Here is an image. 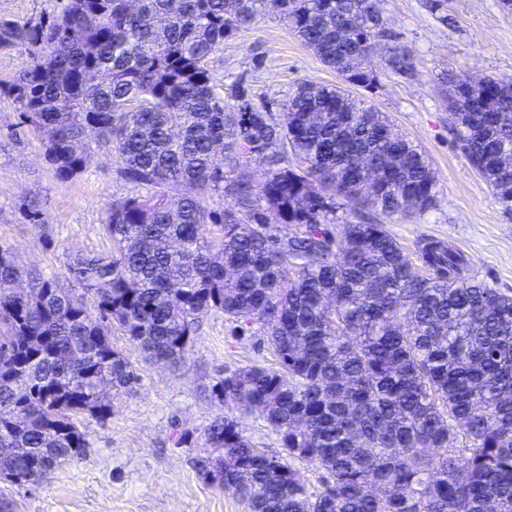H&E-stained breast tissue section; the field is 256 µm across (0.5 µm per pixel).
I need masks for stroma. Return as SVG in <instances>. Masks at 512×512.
<instances>
[{"label":"stroma","mask_w":512,"mask_h":512,"mask_svg":"<svg viewBox=\"0 0 512 512\" xmlns=\"http://www.w3.org/2000/svg\"><path fill=\"white\" fill-rule=\"evenodd\" d=\"M63 0H0V22H36L59 14ZM386 25L410 54L409 75L388 71L381 55L367 63L377 78L369 97L394 130L428 158L437 181L434 206L424 215L393 217L390 232L417 257L421 240H443L469 258L477 279L512 290V215L503 213L484 179L472 169L448 123V101L438 79L453 70L474 79L512 77V8L500 0H448L447 21L427 0H381ZM209 68L218 86L242 82L255 102L281 112L299 82L338 84L339 76L288 31L272 10L225 39ZM19 108L0 95V246L26 269L57 276L70 287L67 264L83 253H107L102 230L107 206L127 195L112 157L98 155L70 181L57 180L40 140L15 132ZM38 207L39 223L25 213ZM114 348L137 366L134 394L112 401L103 422L86 419L88 447L80 459L56 467L37 484L0 479V512H248L229 490L198 465L207 457L205 434L231 413L256 447L273 453L275 433L257 413L225 410L213 394L229 369L276 358L259 337L232 334L223 314L204 317L179 367L145 361L120 333Z\"/></svg>","instance_id":"obj_1"}]
</instances>
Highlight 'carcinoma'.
<instances>
[{
    "label": "carcinoma",
    "mask_w": 512,
    "mask_h": 512,
    "mask_svg": "<svg viewBox=\"0 0 512 512\" xmlns=\"http://www.w3.org/2000/svg\"><path fill=\"white\" fill-rule=\"evenodd\" d=\"M262 5L344 85L300 83L276 114L237 82L226 103L210 56ZM0 46L28 56L4 91L47 134L57 179L98 152L133 189L107 207L112 251L73 257L70 288L0 247V479L37 483L83 455L79 416L111 415L100 389L135 392L112 329L177 366L219 311L242 336L258 327L278 364L213 388L276 435L269 454L227 414L208 429V472L250 512H512V293L439 240L420 274L375 219L437 196L423 154L350 92L375 88L377 50L410 71L379 0H66L49 21L1 22ZM441 79L467 160L511 215L512 77ZM252 156L268 162L257 182L235 175ZM213 193L234 205L208 208Z\"/></svg>",
    "instance_id": "1"
}]
</instances>
